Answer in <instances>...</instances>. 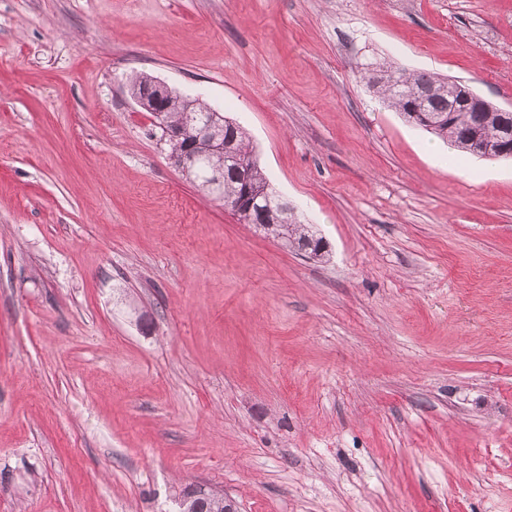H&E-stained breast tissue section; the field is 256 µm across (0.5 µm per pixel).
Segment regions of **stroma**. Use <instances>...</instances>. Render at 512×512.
I'll use <instances>...</instances> for the list:
<instances>
[{
    "mask_svg": "<svg viewBox=\"0 0 512 512\" xmlns=\"http://www.w3.org/2000/svg\"><path fill=\"white\" fill-rule=\"evenodd\" d=\"M512 105V0H0V512H512V161L361 81ZM248 131L323 259L174 166ZM360 79L373 89L388 109L398 112L407 123L422 128L461 152H472L482 158L491 157L487 159L512 158V106H494L496 110L479 112L493 106L463 81H448V78L427 73L407 72L394 62L370 63L360 71ZM448 92L451 99L479 113L463 108L448 112ZM411 112H426L435 116L432 127L427 128L412 121ZM499 112L507 113L510 117L507 116L509 120L502 126L500 144L492 147L493 142L485 139H496L503 120V113ZM473 131L483 138L474 136L471 148L468 135ZM151 84V76H137L132 81L130 89L136 88L140 94L132 95V98L139 107L147 112H152L160 119H162L163 113L166 112L163 116L164 122L168 126L180 131L166 128L164 125H161L162 128L159 126L163 132L165 131L164 138H169V142L175 147L174 153L170 155L174 163L182 169L189 171L197 166L199 161L206 156L221 154L224 157L223 163H221V159L218 156H211L201 165L197 166V172L193 178L194 181L198 182V186L201 183V169L215 168L208 173L204 188L215 196H219V188L222 185L223 197L219 199L224 201V207L234 212L243 223L256 224L258 215L255 210H250L245 204H240L238 207L235 205L243 195L246 184L243 183L241 176L245 174L248 181L247 185L250 186L251 191L255 195L261 196V199L265 198L270 201L273 206H268L263 212L265 223L263 227L273 233L276 224H279L278 228L274 230V237L283 241L286 246L295 247L300 250H302L303 245L319 239L315 238L307 224H300V222L291 217L286 223L280 224L283 222V217L292 214L293 211L288 209V204L280 203L277 206V197L269 185L267 176L258 165L252 149H250L248 132L243 126L230 118H227V122L224 120V124L218 122V114L215 113L217 111L212 110L210 107L206 108L207 106L204 103L198 102V100L186 97H176L171 100L169 103L170 109L167 112L168 105L166 106V101L168 98L173 97L174 92L167 85L156 79ZM144 89L147 90L142 92ZM197 109L203 110L193 113ZM189 113L193 114L186 117ZM185 117L188 124L184 122ZM189 124L198 126L200 129L199 134L196 127ZM224 128L227 130V138L234 142L233 148L244 157L240 158L242 160V172L239 170L237 161L233 160L228 153H224V149H227V146L224 145ZM181 136L183 142L188 141L184 145L182 144ZM193 138H195L193 141H189ZM221 166H223L224 172L223 168H217Z\"/></svg>",
    "mask_w": 512,
    "mask_h": 512,
    "instance_id": "obj_1",
    "label": "stroma"
}]
</instances>
